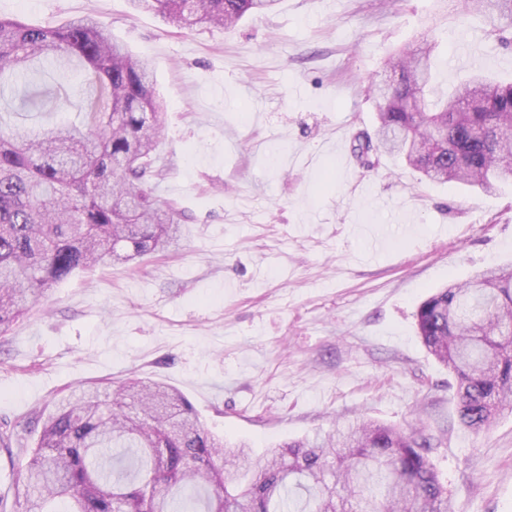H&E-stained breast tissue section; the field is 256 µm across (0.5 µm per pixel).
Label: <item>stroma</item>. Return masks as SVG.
<instances>
[{
	"mask_svg": "<svg viewBox=\"0 0 512 512\" xmlns=\"http://www.w3.org/2000/svg\"><path fill=\"white\" fill-rule=\"evenodd\" d=\"M86 14L154 72L153 189L183 240L73 276L0 334V427L34 444L35 411L136 374L258 456L358 417L442 436L428 457L448 512H512V408L480 434L459 427L415 321L434 288L512 263V184L476 194L354 149L389 53L434 42L441 94L465 49L512 80V29L491 34L465 0H281L226 30L130 0H0V18L33 26Z\"/></svg>",
	"mask_w": 512,
	"mask_h": 512,
	"instance_id": "stroma-1",
	"label": "stroma"
}]
</instances>
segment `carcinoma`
<instances>
[{
	"label": "carcinoma",
	"instance_id": "1",
	"mask_svg": "<svg viewBox=\"0 0 512 512\" xmlns=\"http://www.w3.org/2000/svg\"><path fill=\"white\" fill-rule=\"evenodd\" d=\"M183 27L228 28L279 0H132ZM512 27V0H469ZM435 45L392 56L393 79L370 85L378 145L435 183L489 192L512 183V81L468 74L432 97ZM87 64L94 97L78 122L35 129L0 114V333L77 271L126 267L181 241L169 202L150 180L163 123L148 63L86 16L58 27L0 18V94L33 60ZM427 350L454 375L459 424L479 434L512 403V266L438 289L416 311ZM32 448L0 432L25 460L16 512H448L427 452L432 437L358 420L252 459L246 445L205 430L191 402L162 381L129 377L83 386L39 412ZM253 470L227 485V468Z\"/></svg>",
	"mask_w": 512,
	"mask_h": 512
}]
</instances>
